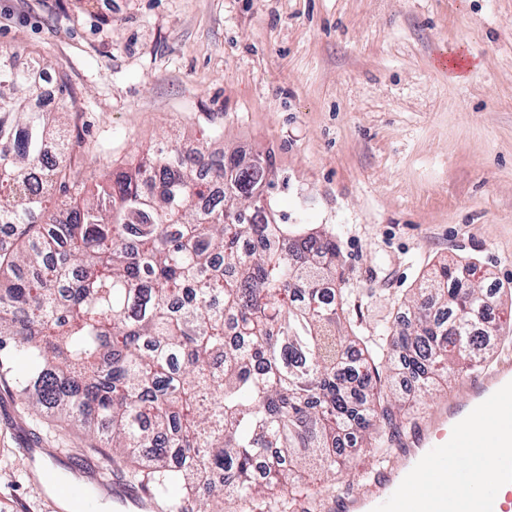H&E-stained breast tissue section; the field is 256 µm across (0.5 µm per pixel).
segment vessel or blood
Segmentation results:
<instances>
[{"mask_svg":"<svg viewBox=\"0 0 512 512\" xmlns=\"http://www.w3.org/2000/svg\"><path fill=\"white\" fill-rule=\"evenodd\" d=\"M494 414L496 427L475 438V446L494 448L498 456L490 479L476 487L468 512H512V367L481 370L470 376L463 399L453 401L440 417L411 423L403 437L410 462L403 471H375L361 495L337 497L331 512H457L449 487L467 481L457 455L467 442L464 427L476 418ZM112 501L137 505L148 512L150 496L120 480L112 482Z\"/></svg>","mask_w":512,"mask_h":512,"instance_id":"1","label":"vessel or blood"}]
</instances>
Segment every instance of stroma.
Masks as SVG:
<instances>
[{
    "mask_svg": "<svg viewBox=\"0 0 512 512\" xmlns=\"http://www.w3.org/2000/svg\"><path fill=\"white\" fill-rule=\"evenodd\" d=\"M0 49L67 78L83 171L205 134L272 153L266 201L335 231L358 335L391 326L439 264L512 283V0H0ZM88 444L0 383V512H64L45 475L103 465ZM343 446L317 512L377 466Z\"/></svg>",
    "mask_w": 512,
    "mask_h": 512,
    "instance_id": "35a3bbf8",
    "label": "stroma"
}]
</instances>
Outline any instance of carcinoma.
Listing matches in <instances>:
<instances>
[{
  "mask_svg": "<svg viewBox=\"0 0 512 512\" xmlns=\"http://www.w3.org/2000/svg\"><path fill=\"white\" fill-rule=\"evenodd\" d=\"M42 73L0 50V224L14 227L0 246V380L33 416L104 442L105 468L161 512L258 498L279 512L312 472L348 463L341 436L386 458L392 352L425 393L512 341L476 325L491 303L473 263L440 265L401 303L395 337L363 341L336 235L293 233L254 196L272 156L202 141L83 179L60 122L75 104L66 78L55 110L32 107Z\"/></svg>",
  "mask_w": 512,
  "mask_h": 512,
  "instance_id": "carcinoma-1",
  "label": "carcinoma"
}]
</instances>
